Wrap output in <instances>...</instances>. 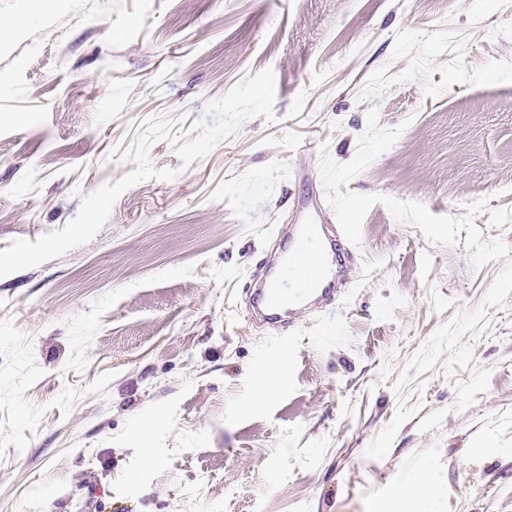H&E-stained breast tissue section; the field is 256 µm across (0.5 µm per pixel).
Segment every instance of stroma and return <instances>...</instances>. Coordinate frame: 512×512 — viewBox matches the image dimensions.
<instances>
[{
  "mask_svg": "<svg viewBox=\"0 0 512 512\" xmlns=\"http://www.w3.org/2000/svg\"><path fill=\"white\" fill-rule=\"evenodd\" d=\"M1 19L0 250L133 171L142 121L202 120L268 67L276 97L189 167L154 144L173 179L0 277V512H393L421 477L432 512H512V295L464 335L469 367L396 390L503 261L474 268L378 204L334 310L282 332L242 293L276 225L324 192L321 149L352 160L373 106L402 133L346 191L456 217L485 198L476 226L512 244V0H0ZM404 397L419 412L366 458Z\"/></svg>",
  "mask_w": 512,
  "mask_h": 512,
  "instance_id": "stroma-1",
  "label": "stroma"
}]
</instances>
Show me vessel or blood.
Segmentation results:
<instances>
[{
	"mask_svg": "<svg viewBox=\"0 0 512 512\" xmlns=\"http://www.w3.org/2000/svg\"><path fill=\"white\" fill-rule=\"evenodd\" d=\"M313 217L295 215L285 226H278V235L288 238L289 252L285 255L261 258L244 286L253 310L262 313L266 323L278 321L281 311L297 316L308 309L334 308L341 284L348 278L354 257V245L332 226V217L321 204H313ZM321 248L316 273L301 281L294 290H286L282 273L291 261L303 257L310 244Z\"/></svg>",
	"mask_w": 512,
	"mask_h": 512,
	"instance_id": "b4317fda",
	"label": "vessel or blood"
}]
</instances>
